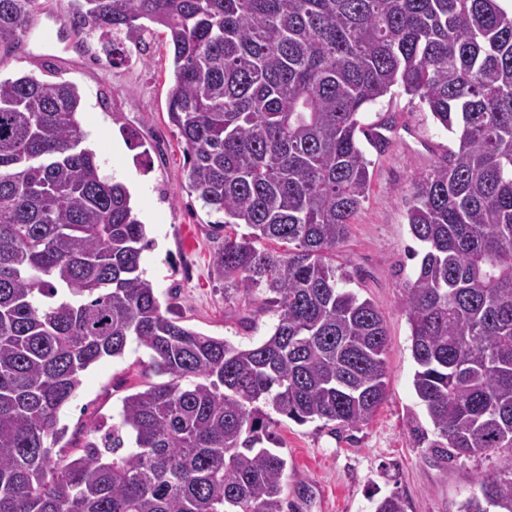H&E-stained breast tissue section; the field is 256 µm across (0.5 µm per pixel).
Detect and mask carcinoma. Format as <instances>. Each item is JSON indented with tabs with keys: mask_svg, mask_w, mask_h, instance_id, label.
Segmentation results:
<instances>
[{
	"mask_svg": "<svg viewBox=\"0 0 512 512\" xmlns=\"http://www.w3.org/2000/svg\"><path fill=\"white\" fill-rule=\"evenodd\" d=\"M501 0H69L73 22L144 51L166 29L168 114L190 187L224 214V296L268 294L238 347L162 311L146 228L84 147L66 81L0 79V512H284L273 415L369 422L387 397L384 320L336 249L367 198L360 109L416 96L456 148L410 186L422 257L401 311L415 393L448 456L501 453L462 512H512V10ZM33 0H0V46ZM241 224L250 232L230 230ZM277 239L285 252L260 249ZM167 377L123 399L83 454L54 459L61 409L131 343ZM134 447H124V437ZM375 512H406L392 494Z\"/></svg>",
	"mask_w": 512,
	"mask_h": 512,
	"instance_id": "carcinoma-1",
	"label": "carcinoma"
}]
</instances>
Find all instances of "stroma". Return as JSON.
Wrapping results in <instances>:
<instances>
[{
	"label": "stroma",
	"mask_w": 512,
	"mask_h": 512,
	"mask_svg": "<svg viewBox=\"0 0 512 512\" xmlns=\"http://www.w3.org/2000/svg\"><path fill=\"white\" fill-rule=\"evenodd\" d=\"M67 5L68 0H36L28 39L0 47V77L30 74L78 87L85 145L102 175L134 184L132 202L153 241L141 267L162 308L196 332L242 347L261 342L277 321L263 294L225 298L223 283L211 274L224 234L215 228L219 213L189 185L184 144L169 121L174 75L162 27H155L148 52L125 41L118 46L119 61L110 64L100 31L85 27L78 36L59 38ZM358 119L364 127L388 119L392 130L383 146L362 144L371 163V188L336 261L350 275V289L384 318L388 397L369 423L353 428L280 419L275 430L288 461L284 512H375L378 501L394 493L404 498L406 512H459L500 460L495 454L449 458L417 443L413 425L427 429L431 423L413 388L416 364L400 310L420 263L411 254L417 242L407 220L409 186L455 139L419 98L400 89L366 105ZM156 379L148 351L133 344L124 356L92 364L59 415L66 429L61 457L80 451L87 429L108 430L123 399Z\"/></svg>",
	"instance_id": "obj_1"
}]
</instances>
